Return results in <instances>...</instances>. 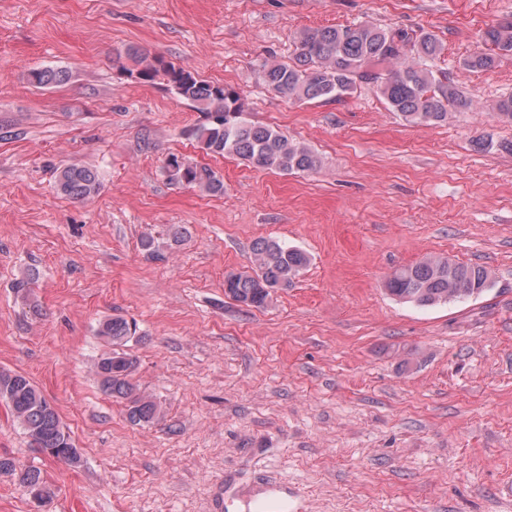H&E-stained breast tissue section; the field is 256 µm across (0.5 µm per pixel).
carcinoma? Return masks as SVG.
<instances>
[{
	"instance_id": "1",
	"label": "carcinoma",
	"mask_w": 512,
	"mask_h": 512,
	"mask_svg": "<svg viewBox=\"0 0 512 512\" xmlns=\"http://www.w3.org/2000/svg\"><path fill=\"white\" fill-rule=\"evenodd\" d=\"M483 42L484 50L463 60L464 69L489 70L500 57L512 55V21L487 28ZM443 51V42L431 32L411 37L369 21L307 28L297 36L294 61H268L257 78L268 90L297 102L339 103L358 87L371 85L387 108L405 121L433 125L448 121L458 109L475 107L457 83L433 69L432 63ZM126 55L137 64L141 81H164L179 98L203 113L204 121L188 129L186 135L206 153L238 158L256 169L284 174L313 173L320 167V158L310 147L269 126L246 120L245 99L234 88L217 90L213 83L161 57V66L148 67V57L137 47L128 48ZM30 76L39 88L58 87L69 80L67 70L53 67L34 70ZM167 175L174 183L197 187L212 196L224 195L223 178L207 166L187 162ZM55 188L70 200L84 201L99 192V174L89 166L66 165L57 171ZM187 234L186 227L174 224L167 230V240L145 234L140 247L148 257L162 260L164 248L182 242ZM251 253L250 269L224 276V294L258 310L266 308L277 291L292 287L310 263L305 250L272 237L254 239ZM491 286L486 268L434 256L396 269L385 283L390 295L419 308L462 303L481 296ZM96 333L112 344V353L96 363L105 392L126 402L131 423L144 426L160 420L162 407L135 383L137 359L126 351L137 335L136 323L112 317L100 322ZM0 401L23 429L31 447L70 466L80 465L81 453L69 430L28 376L1 369ZM0 474L14 477L26 494H34L46 504L54 498L53 488L36 466H21L10 457L0 456Z\"/></svg>"
}]
</instances>
